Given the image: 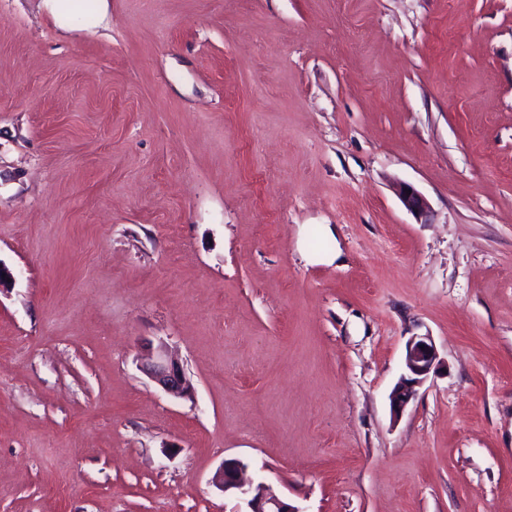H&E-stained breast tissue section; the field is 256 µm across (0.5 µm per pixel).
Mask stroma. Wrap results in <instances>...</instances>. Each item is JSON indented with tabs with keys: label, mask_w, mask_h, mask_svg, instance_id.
Segmentation results:
<instances>
[{
	"label": "stroma",
	"mask_w": 512,
	"mask_h": 512,
	"mask_svg": "<svg viewBox=\"0 0 512 512\" xmlns=\"http://www.w3.org/2000/svg\"><path fill=\"white\" fill-rule=\"evenodd\" d=\"M69 9L0 0V512H512V0ZM441 364L435 343L428 334L411 336L406 343L404 368L398 382L392 388L389 400L391 412L399 417L417 395L419 387L431 372ZM141 370L164 393L174 398H186L192 393V384L183 366L169 355L163 343L149 349ZM246 464L238 458L224 459L214 472L211 484L223 493L232 492L247 510L235 512H299L287 500L270 494L262 482L246 480Z\"/></svg>",
	"instance_id": "obj_1"
}]
</instances>
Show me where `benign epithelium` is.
Wrapping results in <instances>:
<instances>
[{
    "label": "benign epithelium",
    "instance_id": "1",
    "mask_svg": "<svg viewBox=\"0 0 512 512\" xmlns=\"http://www.w3.org/2000/svg\"><path fill=\"white\" fill-rule=\"evenodd\" d=\"M398 196L407 210L422 213L427 208L423 196L411 185H397ZM441 364L439 354L431 336L416 335L406 343L404 368L398 382L392 388L389 400L391 412L400 416L417 395L419 387L430 373ZM142 372L164 393L174 398H186L192 393V384L183 366L169 355L166 345L159 344L149 349ZM246 464L238 458H227L214 472L211 484L223 493L231 492L246 505L245 512H299L287 500L270 494L261 482L254 483L244 478Z\"/></svg>",
    "mask_w": 512,
    "mask_h": 512
}]
</instances>
